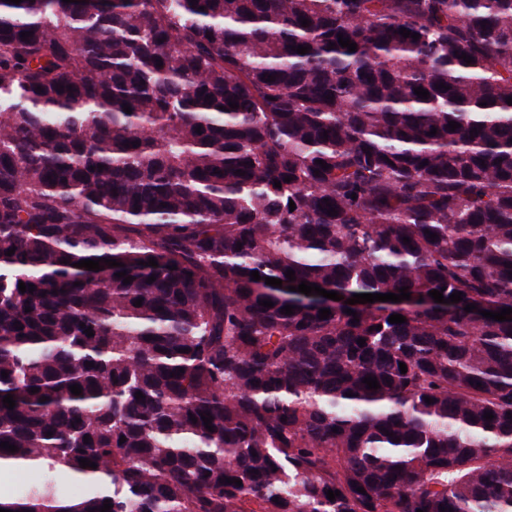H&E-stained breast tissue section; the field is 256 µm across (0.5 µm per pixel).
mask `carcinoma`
<instances>
[{"instance_id": "1", "label": "carcinoma", "mask_w": 512, "mask_h": 512, "mask_svg": "<svg viewBox=\"0 0 512 512\" xmlns=\"http://www.w3.org/2000/svg\"><path fill=\"white\" fill-rule=\"evenodd\" d=\"M509 97L512 0H0V509L512 512ZM16 471L11 467H2L1 470ZM36 474L32 472L16 471L8 474H0V492L2 499L16 497L20 492L35 479Z\"/></svg>"}]
</instances>
